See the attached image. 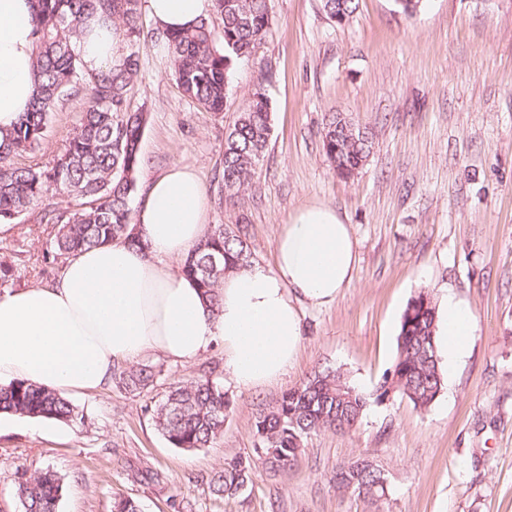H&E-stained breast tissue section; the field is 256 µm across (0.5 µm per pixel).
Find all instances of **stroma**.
<instances>
[{"mask_svg": "<svg viewBox=\"0 0 512 512\" xmlns=\"http://www.w3.org/2000/svg\"><path fill=\"white\" fill-rule=\"evenodd\" d=\"M268 5L273 30L236 62L220 113L182 95L163 32L142 13L131 98L148 114L138 181L193 169L209 223L248 225L253 264L268 271L288 216L315 202L335 207L356 240L350 285L333 304L302 306L300 353L274 383L236 386L218 344L183 362L149 351L163 366L154 387L133 395L112 382L74 394L83 421L0 416V512H23L18 479L45 468L65 479L58 512H113L122 498L142 512H512V0H425L410 16L394 0H357L342 24L322 0ZM258 86L271 99L273 132L238 208L216 176L225 133ZM85 102L70 99L52 115L33 162L52 163ZM336 112L372 137L348 178L322 148ZM52 235L33 210L0 230L9 269L0 294L58 278L66 257H43ZM423 291L437 302L454 294L475 318L470 349L431 406L373 400L353 431L308 436L293 468L258 460V410L318 366L342 367L360 390H375L396 358L407 303ZM203 374L229 396L224 431L209 448L170 447L147 408ZM361 456L384 472L385 497L337 488V468ZM240 457L252 461L251 483L216 498L208 476Z\"/></svg>", "mask_w": 512, "mask_h": 512, "instance_id": "35a3bbf8", "label": "stroma"}]
</instances>
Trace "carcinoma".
I'll return each instance as SVG.
<instances>
[{
  "label": "carcinoma",
  "mask_w": 512,
  "mask_h": 512,
  "mask_svg": "<svg viewBox=\"0 0 512 512\" xmlns=\"http://www.w3.org/2000/svg\"><path fill=\"white\" fill-rule=\"evenodd\" d=\"M31 19L35 42L33 80L37 95L13 127L0 132V223H8L41 205L50 194L79 201L77 208L44 212L41 220L54 225L52 247L71 256L88 248L121 240L138 245L132 225L131 201L136 194L140 144L147 123L144 110L130 109L129 97L140 71L136 53L118 52L112 64L90 70L84 64L81 36L91 15L112 21L128 43L141 35V0H33ZM221 16L216 31L203 17L191 29L164 32L175 80L186 96L210 112H222L235 59L250 56L271 33L273 19L267 0H211ZM326 15L356 10L355 0H322ZM88 91L79 127L67 138L49 167L22 163L42 143L47 124L64 102ZM272 132V111L254 100L238 114L224 139L222 182L225 200L239 205L256 173ZM322 147L333 170L349 177L360 169L372 149L367 131L338 112L328 119ZM252 251L243 224H213L205 239L187 255L182 271L196 280L219 309L217 289L230 269L252 264ZM436 305L425 292L408 302L398 335L392 370L376 390V399L392 394L408 398L419 411L427 410L442 391L444 377L434 344ZM151 361L115 366L112 378L130 393H141L161 375ZM371 395L348 381L341 369H316L284 392L254 418L255 453L274 469L294 465L309 434L321 430L350 431L369 405ZM230 400L224 386L208 376L168 387L164 397L147 408L157 431L174 448L211 447L223 433ZM0 412L52 419L82 420L73 401L58 392L27 381L0 386ZM248 460L236 459L209 475L212 493L233 498L251 481ZM63 478L46 469L18 484L23 512H58ZM352 490L372 499L385 496L382 470L359 471Z\"/></svg>",
  "instance_id": "carcinoma-1"
}]
</instances>
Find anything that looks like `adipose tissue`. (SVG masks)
<instances>
[{
  "label": "adipose tissue",
  "mask_w": 512,
  "mask_h": 512,
  "mask_svg": "<svg viewBox=\"0 0 512 512\" xmlns=\"http://www.w3.org/2000/svg\"><path fill=\"white\" fill-rule=\"evenodd\" d=\"M165 30L195 25L210 0H148ZM32 0H0V130L13 127L35 95ZM119 31L89 19L83 60L111 62ZM205 192L188 168L150 179L134 212L144 242H113L71 257L51 285L0 295V385L17 380L70 394L98 390L115 364L155 351L191 360L221 343L224 370L237 385L258 387L287 373L303 341L300 305L335 302L357 261L351 229L332 207H303L281 224L275 268L227 272L220 308L211 313L194 281L171 267L205 236ZM473 313L448 297L436 328L447 366L468 349Z\"/></svg>",
  "instance_id": "adipose-tissue-1"
}]
</instances>
